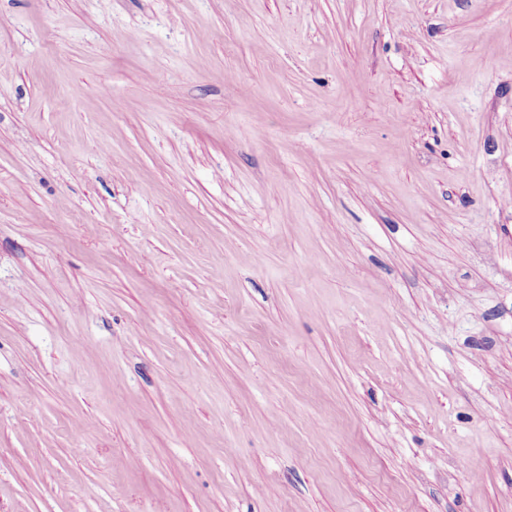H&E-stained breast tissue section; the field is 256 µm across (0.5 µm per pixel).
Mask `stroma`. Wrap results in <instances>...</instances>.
<instances>
[{
	"label": "stroma",
	"mask_w": 512,
	"mask_h": 512,
	"mask_svg": "<svg viewBox=\"0 0 512 512\" xmlns=\"http://www.w3.org/2000/svg\"><path fill=\"white\" fill-rule=\"evenodd\" d=\"M0 512H512V0H0Z\"/></svg>",
	"instance_id": "35a3bbf8"
}]
</instances>
